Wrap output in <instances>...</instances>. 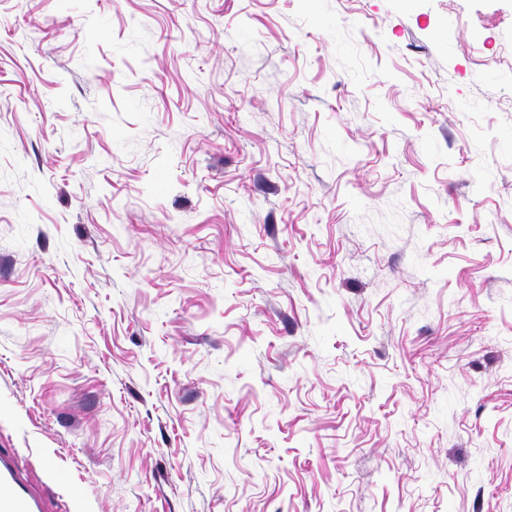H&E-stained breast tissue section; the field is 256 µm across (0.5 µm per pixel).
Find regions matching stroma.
Listing matches in <instances>:
<instances>
[{"instance_id": "stroma-1", "label": "stroma", "mask_w": 512, "mask_h": 512, "mask_svg": "<svg viewBox=\"0 0 512 512\" xmlns=\"http://www.w3.org/2000/svg\"><path fill=\"white\" fill-rule=\"evenodd\" d=\"M0 448L41 512H512V0H0Z\"/></svg>"}]
</instances>
